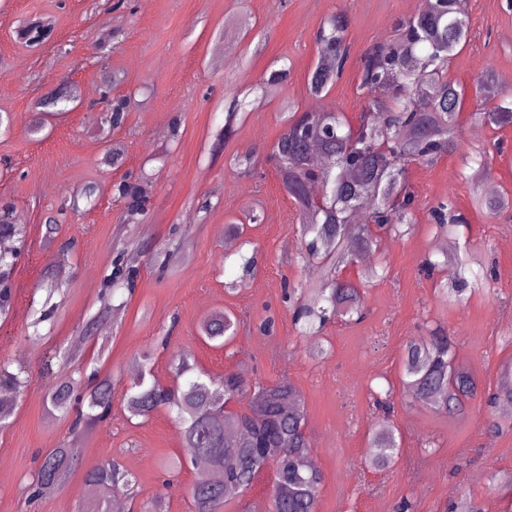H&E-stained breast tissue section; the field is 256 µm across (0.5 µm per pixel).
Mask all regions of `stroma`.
<instances>
[{"mask_svg":"<svg viewBox=\"0 0 512 512\" xmlns=\"http://www.w3.org/2000/svg\"><path fill=\"white\" fill-rule=\"evenodd\" d=\"M341 10L350 18L351 59L319 100L354 118L364 106L357 92L360 55L386 39L396 21L411 18L408 0H0V113L11 118L9 129L0 128V203L14 206L27 244L12 275L10 311L0 316V363L25 365L29 375L0 431V512H94L98 497L84 471L110 460L136 477L129 510L160 499L166 512H191L195 469L164 472L183 453L174 414L160 410L140 425L123 414L133 367L148 348L151 373L163 384L173 382L174 358L184 352L213 378L244 368L252 379L292 382L306 402L311 456L323 475L317 512H445L464 495L481 500L486 512H512V492L491 481L512 472V411L492 415L484 403L512 364V207L493 218L475 209L463 178L473 145L501 143L483 182L512 195V126L479 125L462 113L457 150L434 165L411 167L417 223L404 237H382L373 260L385 263V277L369 278L363 262L345 271L360 290L362 320L329 324L317 337L299 335L292 321L284 287L310 281L315 271L299 260L297 208L265 149L284 129L285 105L302 112L316 100L306 89L316 33ZM463 18L467 39L450 63V79L468 88L478 74L512 73L506 0H470ZM27 19L54 27L53 40L36 52L17 35ZM276 61L288 66L287 81L260 110L244 114L227 145H218L225 98L262 82ZM107 85L113 96H136L116 130L98 125L92 109ZM67 94L74 108L44 127L41 101ZM109 141L121 146V165L106 161ZM246 150L255 153L248 175L227 162ZM143 173L150 178L147 210L131 223L114 185ZM88 185L97 188L94 205L72 211ZM450 195L468 224L441 240L426 213ZM206 201L212 207L204 212ZM254 208L263 221L246 224L243 236L258 246V270L244 277L226 257L224 229L228 216L243 220ZM51 218L59 240H74L75 248L59 279L55 314L43 324V338L33 340L32 313L59 256L46 237ZM128 239L174 253L176 261L164 275L142 269L132 299L110 318L106 351L85 347V358L99 357L111 377L114 399L111 420L78 436L67 420L46 413L45 391L60 374V350L103 308L115 248ZM459 243L493 268V294L451 303L441 291L453 280L449 268L422 274L423 261L441 259ZM216 310L240 321L221 347L198 332ZM437 326L453 336L457 358L478 386L459 416L434 413L400 388L406 343ZM319 345L325 353L316 359ZM385 391L387 415L373 399ZM386 418L398 429L400 452L389 469L376 471L367 465L371 437ZM71 440L82 450V470L59 493L28 504L37 455Z\"/></svg>","mask_w":512,"mask_h":512,"instance_id":"1","label":"stroma"}]
</instances>
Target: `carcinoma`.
Returning a JSON list of instances; mask_svg holds the SVG:
<instances>
[{"mask_svg":"<svg viewBox=\"0 0 512 512\" xmlns=\"http://www.w3.org/2000/svg\"><path fill=\"white\" fill-rule=\"evenodd\" d=\"M349 22L344 12L333 14L318 32V61L308 75L307 90L313 95L328 92L342 77L350 59L347 41ZM467 38V26L459 16L457 0H423L420 12L395 24L392 35L368 46L360 56L358 94L367 107L356 121L334 106L311 115L288 109L283 113L284 129L271 145L268 157L275 163L283 187L298 208L304 246L300 258L322 267L319 282L307 289L288 288L292 319L302 332L316 336L331 321L362 317L360 294L340 272L358 262L367 251L376 249L381 236H404L416 223V197L408 183L409 167L431 165L458 147V123L465 90L448 80V65L457 47ZM285 66L273 68L259 85L224 99V140L232 138L240 113L260 108L274 89L288 79ZM476 109L472 118L499 127L512 125V103L498 96L491 73L474 82ZM130 99L112 100L109 122L124 124ZM318 146L324 162L315 165L308 156ZM489 147L472 151V173L464 179L473 183L472 200L491 215L508 207L501 197L481 192L484 173L491 164ZM317 184V199L307 187ZM149 179H124L115 184V194L124 201L126 215L133 219L144 212ZM14 208H0V239L18 237L12 223ZM437 235L467 223L452 197L440 199L429 211ZM459 274L446 296L462 301L490 288L492 272L468 250L444 256ZM140 266L118 252L106 286L110 293L136 288ZM57 284L45 288L46 297L33 323L52 318L51 303ZM111 312L105 307L91 317L63 362L80 358L84 346L95 342L94 326ZM236 319L226 311H215L200 323L202 337L219 346L236 331ZM151 354H141L143 367L124 397L127 418L143 420L160 409L176 412L182 424L184 455L169 463L172 469L193 466L203 460L215 476L200 477L190 489L194 512H221L232 496L249 490L268 466L275 468L271 491L272 512H315L322 486V474L308 464L310 442L306 432L307 410L297 388L283 379L276 383L250 382L239 370L224 372L218 379L198 372L186 354L177 359L175 374L184 383L173 388L147 379ZM23 370L0 364V392L20 393L26 384ZM402 391L413 402L445 415L461 413L476 392V382L463 365L455 363V347L445 330L436 328L424 338L406 344L402 368ZM236 398L245 405L235 410L221 407L222 400ZM487 403L497 409L512 407V377H503L499 389ZM47 411L71 418L70 429L78 432L98 422L112 419V382L92 370V380L68 377L50 386ZM374 453L369 465L375 470L389 468L399 452L396 429L384 421L373 433ZM81 463V449L62 444L37 458L29 487L33 499L51 496L70 479ZM86 482L101 494L98 512H108L106 504L116 495H129L135 476L115 460L85 473ZM448 512H485L481 502L463 496L451 503Z\"/></svg>","mask_w":512,"mask_h":512,"instance_id":"carcinoma-1","label":"carcinoma"}]
</instances>
